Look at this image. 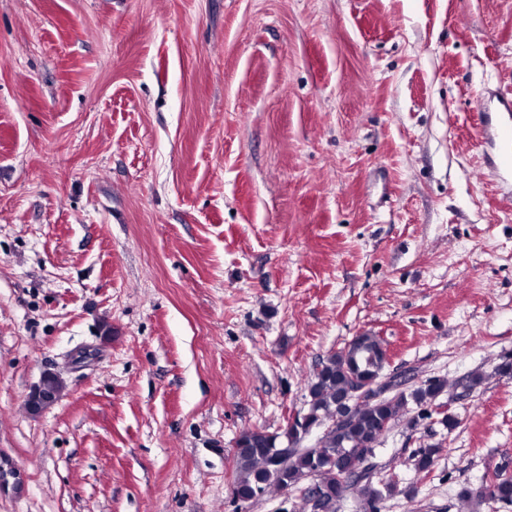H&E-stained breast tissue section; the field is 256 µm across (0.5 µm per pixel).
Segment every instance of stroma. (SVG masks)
Segmentation results:
<instances>
[{
	"instance_id": "1",
	"label": "stroma",
	"mask_w": 512,
	"mask_h": 512,
	"mask_svg": "<svg viewBox=\"0 0 512 512\" xmlns=\"http://www.w3.org/2000/svg\"><path fill=\"white\" fill-rule=\"evenodd\" d=\"M483 98L512 99V0H0V512H293L232 502L235 441L364 332L385 378L448 382L376 446L382 512H461L512 463ZM64 386L55 374H47L41 383L32 391L27 400L28 412H39L55 403Z\"/></svg>"
}]
</instances>
